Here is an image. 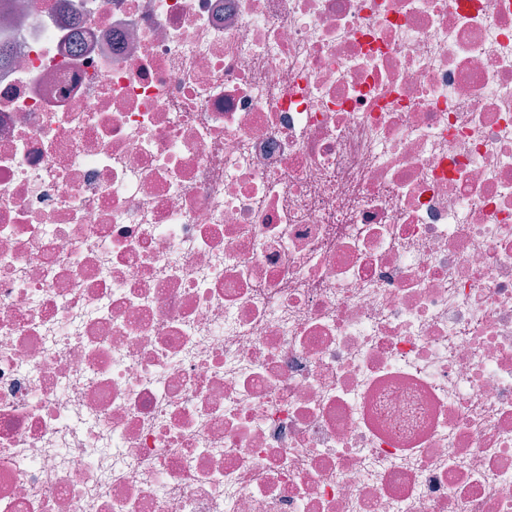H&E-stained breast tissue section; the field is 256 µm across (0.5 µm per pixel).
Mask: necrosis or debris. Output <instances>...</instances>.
Returning a JSON list of instances; mask_svg holds the SVG:
<instances>
[{"instance_id":"1","label":"necrosis or debris","mask_w":512,"mask_h":512,"mask_svg":"<svg viewBox=\"0 0 512 512\" xmlns=\"http://www.w3.org/2000/svg\"><path fill=\"white\" fill-rule=\"evenodd\" d=\"M0 45V512H512V0Z\"/></svg>"}]
</instances>
